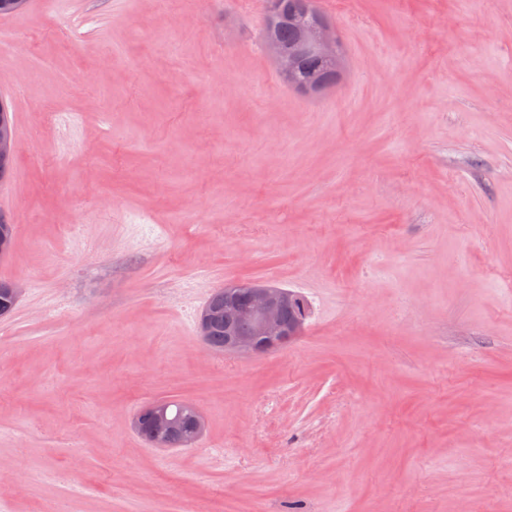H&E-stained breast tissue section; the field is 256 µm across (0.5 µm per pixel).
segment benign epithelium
<instances>
[{
  "label": "benign epithelium",
  "instance_id": "7a95c632",
  "mask_svg": "<svg viewBox=\"0 0 512 512\" xmlns=\"http://www.w3.org/2000/svg\"><path fill=\"white\" fill-rule=\"evenodd\" d=\"M307 9L303 15L288 14L297 33V48L285 50L278 38L268 33L265 45L274 59L279 71L288 77L289 83L297 89L310 92L319 89V82L299 81L296 70L299 56L303 53L311 55L317 66L325 69L339 70L342 53L336 27L323 18L315 6V0H306ZM9 109L0 102V162L7 165L16 156L19 142L16 137L13 120L8 116ZM224 291V308L214 312L204 306L197 325V333L201 337L210 335L214 320L224 319V351L240 355L254 356L267 353L292 342L301 336L308 317L309 308L295 292L273 286L260 281H244L226 284ZM295 309V313L284 318V306ZM241 322H249L253 329L244 334L237 329ZM150 424L158 430L151 440L154 448H170L173 441L159 430L172 426L177 418L173 417L169 405L156 401L148 407ZM145 418L138 416L133 420L134 427L144 425ZM184 431L179 444L191 448L201 437L205 418L200 408L193 404L182 417Z\"/></svg>",
  "mask_w": 512,
  "mask_h": 512
}]
</instances>
